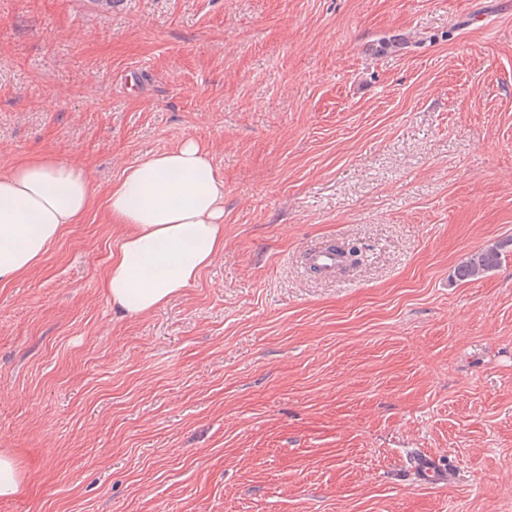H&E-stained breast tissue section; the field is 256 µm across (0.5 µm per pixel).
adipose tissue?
<instances>
[{
	"label": "adipose tissue",
	"mask_w": 512,
	"mask_h": 512,
	"mask_svg": "<svg viewBox=\"0 0 512 512\" xmlns=\"http://www.w3.org/2000/svg\"><path fill=\"white\" fill-rule=\"evenodd\" d=\"M94 195L79 168L51 157L24 160L0 176V283L38 263ZM127 232L102 282L128 316L154 311L189 287L224 250V181L195 140L142 160L107 195Z\"/></svg>",
	"instance_id": "1"
}]
</instances>
